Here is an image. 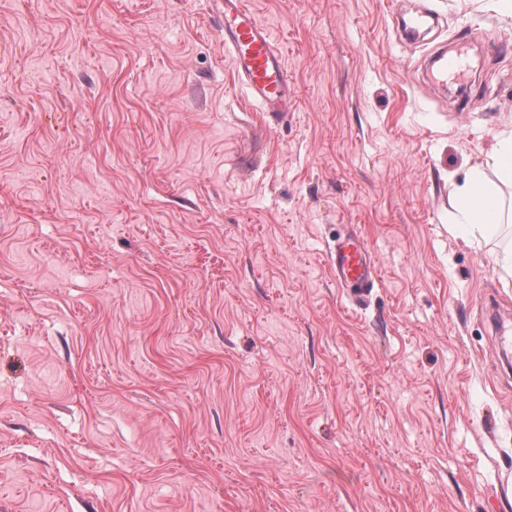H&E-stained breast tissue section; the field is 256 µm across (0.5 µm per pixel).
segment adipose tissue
I'll return each instance as SVG.
<instances>
[{"instance_id":"1","label":"adipose tissue","mask_w":512,"mask_h":512,"mask_svg":"<svg viewBox=\"0 0 512 512\" xmlns=\"http://www.w3.org/2000/svg\"><path fill=\"white\" fill-rule=\"evenodd\" d=\"M461 198L459 224L466 238L482 241L495 235L500 224L512 222V210L482 188L477 175H470L458 189Z\"/></svg>"}]
</instances>
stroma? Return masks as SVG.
Listing matches in <instances>:
<instances>
[{"mask_svg":"<svg viewBox=\"0 0 512 512\" xmlns=\"http://www.w3.org/2000/svg\"><path fill=\"white\" fill-rule=\"evenodd\" d=\"M249 2L270 126L211 0H0V512H512L507 236L448 229L512 134V13ZM224 28V48L248 96L280 121L291 107L290 80L283 54L269 28L258 20L247 0H214ZM329 262L338 284L366 291L375 288V265L360 236L350 234L337 238L329 251Z\"/></svg>","mask_w":512,"mask_h":512,"instance_id":"obj_1","label":"stroma"}]
</instances>
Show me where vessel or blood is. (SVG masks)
Segmentation results:
<instances>
[{"label":"vessel or blood","instance_id":"b4317fda","mask_svg":"<svg viewBox=\"0 0 512 512\" xmlns=\"http://www.w3.org/2000/svg\"><path fill=\"white\" fill-rule=\"evenodd\" d=\"M224 28V48L237 77L252 101L273 121L291 107L290 80L283 54L269 28L258 20L248 0H214ZM329 262L338 284L372 290L377 284L375 265L363 239L355 234L337 238Z\"/></svg>","mask_w":512,"mask_h":512}]
</instances>
